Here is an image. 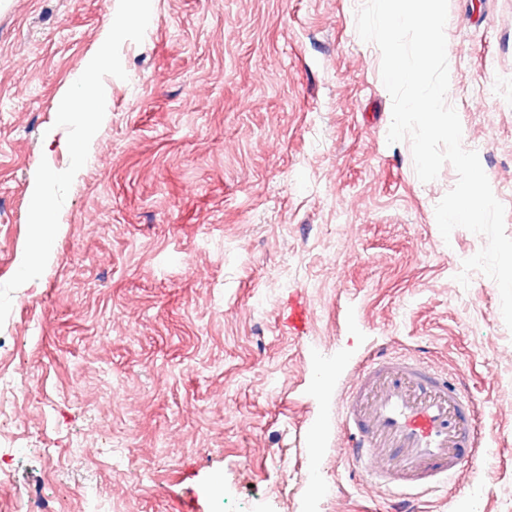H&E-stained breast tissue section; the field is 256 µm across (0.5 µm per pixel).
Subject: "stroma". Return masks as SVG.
<instances>
[{
  "mask_svg": "<svg viewBox=\"0 0 512 512\" xmlns=\"http://www.w3.org/2000/svg\"><path fill=\"white\" fill-rule=\"evenodd\" d=\"M363 0H152L106 77L109 118L39 279L0 326V512H389L355 476L336 395L382 347L477 404L485 444L417 512H512V330L486 243L439 233L457 182L391 144ZM110 0H0V283L24 253L33 166L69 165L59 98ZM447 101L512 237V0H449ZM303 301V333L285 324ZM97 449L72 454L76 442Z\"/></svg>",
  "mask_w": 512,
  "mask_h": 512,
  "instance_id": "1",
  "label": "stroma"
}]
</instances>
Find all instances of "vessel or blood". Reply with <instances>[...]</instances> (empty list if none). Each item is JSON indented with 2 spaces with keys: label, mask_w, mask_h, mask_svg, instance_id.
I'll use <instances>...</instances> for the list:
<instances>
[{
  "label": "vessel or blood",
  "mask_w": 512,
  "mask_h": 512,
  "mask_svg": "<svg viewBox=\"0 0 512 512\" xmlns=\"http://www.w3.org/2000/svg\"><path fill=\"white\" fill-rule=\"evenodd\" d=\"M476 404L447 371L415 355L382 352L358 367L336 401L348 456L375 488L408 512L479 456Z\"/></svg>",
  "instance_id": "obj_1"
}]
</instances>
